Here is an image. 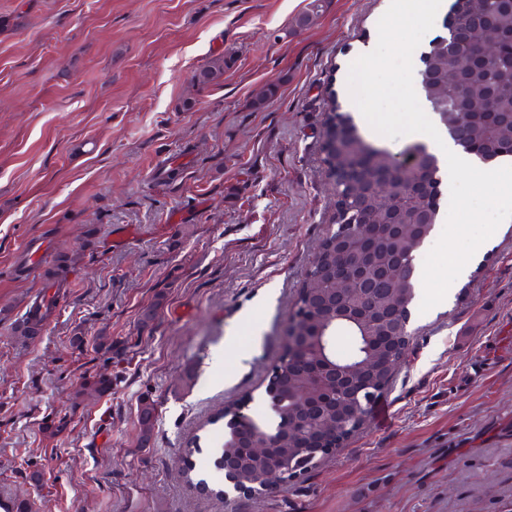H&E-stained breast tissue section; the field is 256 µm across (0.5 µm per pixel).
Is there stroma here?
Wrapping results in <instances>:
<instances>
[{
  "label": "stroma",
  "mask_w": 512,
  "mask_h": 512,
  "mask_svg": "<svg viewBox=\"0 0 512 512\" xmlns=\"http://www.w3.org/2000/svg\"><path fill=\"white\" fill-rule=\"evenodd\" d=\"M390 2L0 0V501L512 512V226L483 243L450 307L411 304L409 345L377 398L387 424L369 418L281 492L226 501L181 472L196 435L197 467L223 485L225 430L207 420L225 403L272 416L264 388L336 219L325 88L349 107V67ZM221 55L223 77L195 84ZM267 84L275 95L256 104ZM177 155L185 167L153 180ZM36 242L68 263L26 339L15 328L46 285L22 259ZM99 374L111 390L90 386Z\"/></svg>",
  "instance_id": "obj_1"
}]
</instances>
